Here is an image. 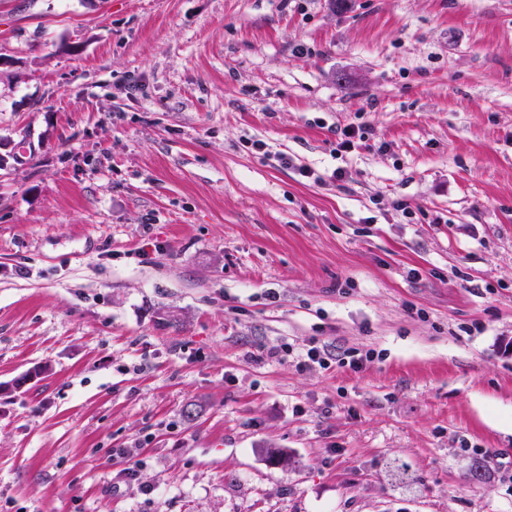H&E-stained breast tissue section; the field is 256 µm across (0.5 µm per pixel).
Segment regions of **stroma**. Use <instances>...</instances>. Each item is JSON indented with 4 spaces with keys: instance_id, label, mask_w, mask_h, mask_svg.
I'll return each instance as SVG.
<instances>
[{
    "instance_id": "obj_1",
    "label": "stroma",
    "mask_w": 512,
    "mask_h": 512,
    "mask_svg": "<svg viewBox=\"0 0 512 512\" xmlns=\"http://www.w3.org/2000/svg\"><path fill=\"white\" fill-rule=\"evenodd\" d=\"M0 512H512V0H0ZM273 357L291 358L295 366L301 370L312 368L316 364L322 368L329 369L332 361L314 341L307 344L306 348H301L296 352H294V348L289 344L288 349L275 351Z\"/></svg>"
}]
</instances>
